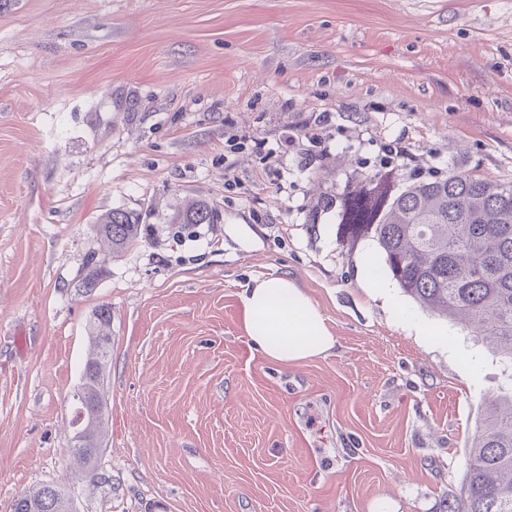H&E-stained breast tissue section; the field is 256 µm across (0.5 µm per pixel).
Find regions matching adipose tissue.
Wrapping results in <instances>:
<instances>
[{"label": "adipose tissue", "mask_w": 512, "mask_h": 512, "mask_svg": "<svg viewBox=\"0 0 512 512\" xmlns=\"http://www.w3.org/2000/svg\"><path fill=\"white\" fill-rule=\"evenodd\" d=\"M242 324L251 345L272 362L327 356L336 347L326 316L291 279H254L240 297Z\"/></svg>", "instance_id": "adipose-tissue-1"}]
</instances>
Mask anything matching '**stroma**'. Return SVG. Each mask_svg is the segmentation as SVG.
Instances as JSON below:
<instances>
[{
	"instance_id": "35a3bbf8",
	"label": "stroma",
	"mask_w": 512,
	"mask_h": 512,
	"mask_svg": "<svg viewBox=\"0 0 512 512\" xmlns=\"http://www.w3.org/2000/svg\"><path fill=\"white\" fill-rule=\"evenodd\" d=\"M387 167L512 182V0H0V512L45 484L76 512H447L502 366L337 244L318 202ZM113 209L145 229L88 291ZM269 274L332 355L249 345ZM101 304L92 488L69 395ZM181 220L183 224H214L219 214L204 203L194 202L181 215Z\"/></svg>"
}]
</instances>
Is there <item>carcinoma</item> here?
<instances>
[{
    "label": "carcinoma",
    "mask_w": 512,
    "mask_h": 512,
    "mask_svg": "<svg viewBox=\"0 0 512 512\" xmlns=\"http://www.w3.org/2000/svg\"><path fill=\"white\" fill-rule=\"evenodd\" d=\"M336 206V241L372 242L384 271L421 307L475 333L512 366V183L472 172L411 180L390 169L366 177L326 201ZM141 215L115 209L95 225L100 251L85 261L93 284L112 254L137 244ZM185 224H215L219 214L194 202ZM112 308H95L78 395L91 407L80 426L88 442L72 440L70 454L82 476L99 484L104 438L105 385L112 355ZM13 512H72L54 485L28 491ZM448 512H512V379L482 416L471 442L461 495Z\"/></svg>",
    "instance_id": "1"
}]
</instances>
